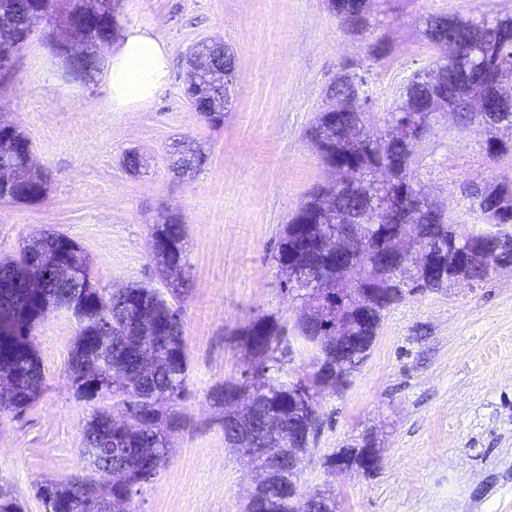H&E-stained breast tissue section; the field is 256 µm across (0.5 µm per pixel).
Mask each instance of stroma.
Returning <instances> with one entry per match:
<instances>
[{
	"mask_svg": "<svg viewBox=\"0 0 512 512\" xmlns=\"http://www.w3.org/2000/svg\"><path fill=\"white\" fill-rule=\"evenodd\" d=\"M380 21L350 37L326 0H119L117 24L152 28L168 49L167 88L147 107L114 112L103 80L68 83L51 47L33 35L0 84V120L31 140L48 192L37 203L0 204V258L30 237L74 238L105 292L133 284L163 288L149 248L154 224L174 215L186 235L191 297L184 304L187 390L183 426L167 461L126 512H244L256 473L228 447L208 393L237 382L248 360L232 335L272 313L293 324L299 303L280 286L271 259L285 224L333 172L307 129L328 105L327 87L344 61L372 70L373 109L386 108L412 74L431 69L438 50L424 36L432 14L480 18L512 14V0H376ZM202 42L235 55L224 124L209 126L185 94V57ZM201 147L206 165L175 176L169 145ZM138 150L141 173L123 158ZM417 180L450 221L479 219L462 185L512 177V157H487L473 130L445 116L420 146ZM78 330L54 311L33 343L44 383L22 416L0 413V488L24 512H45L35 486L84 472L82 425L67 375ZM320 430L299 473V490H327L337 512H512V269L492 279L415 294L385 317L368 359L348 386L318 394ZM372 433L376 471L338 474L326 458Z\"/></svg>",
	"mask_w": 512,
	"mask_h": 512,
	"instance_id": "obj_1",
	"label": "stroma"
}]
</instances>
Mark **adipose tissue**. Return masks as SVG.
I'll return each mask as SVG.
<instances>
[{
  "mask_svg": "<svg viewBox=\"0 0 512 512\" xmlns=\"http://www.w3.org/2000/svg\"><path fill=\"white\" fill-rule=\"evenodd\" d=\"M168 53L150 29L119 33L107 61L112 111L133 112L151 102L168 83Z\"/></svg>",
  "mask_w": 512,
  "mask_h": 512,
  "instance_id": "ef3b65f1",
  "label": "adipose tissue"
}]
</instances>
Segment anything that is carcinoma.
Returning <instances> with one entry per match:
<instances>
[{"mask_svg":"<svg viewBox=\"0 0 512 512\" xmlns=\"http://www.w3.org/2000/svg\"><path fill=\"white\" fill-rule=\"evenodd\" d=\"M328 8L343 29L364 36L377 27L373 0H327ZM116 0H0V81L12 78L14 58L29 37L41 32L57 50H68L77 24H82L85 53L73 57L71 68L78 80L87 82L101 71L104 59L96 43L112 39ZM425 36L437 47L439 56L432 71H442L439 83L425 87L416 73L383 115L364 112L367 130L358 140L337 132L328 110L317 114L308 138L324 164L354 162L361 171L352 184L318 185L285 225L272 259L281 273L285 289L293 284L295 268L303 259L298 250L308 240L320 258L322 273L336 278V267L327 265L336 254H344L358 267L356 283L337 284V299L330 302L312 293L297 295L301 301L294 321L295 335L317 347V370L310 378L278 385L261 377L281 364L289 341L286 326L272 314L237 329L236 344L250 359L249 374L235 383L210 389L211 404L220 412L224 439L254 468L267 472L246 512H336V501L322 492H297V473L288 471V456L309 448L320 426L311 416L316 409L318 388L325 383L342 387L368 357L382 323L396 305L416 292L442 291L456 280L484 281L509 268L504 251L512 252V178L496 177L485 182L479 193L482 209L468 204L497 231L469 229L443 218L433 227L423 221L425 211L435 207L421 195L416 172L419 147L429 130L425 124L429 106L443 105L459 111V122L482 135L481 146L493 158L512 156V15L482 18L431 15L425 19ZM224 59V48L203 45L188 58L186 93L190 102L206 103L202 113L212 127L224 124V89L209 83L208 69ZM358 90L354 82L337 75L327 94L345 99ZM499 95L496 122L486 125L479 113L465 107L469 99ZM16 145L20 176L14 186L0 193L1 203H33L44 198L47 180L39 170L29 138L13 125L0 124V137ZM188 154L172 158L171 169L178 175L202 167L205 156H192L196 148L185 145ZM378 196L395 207V219L372 215L365 224L336 223L340 213L362 216L370 197ZM403 238L445 252L442 271L425 276L399 263L375 264L374 255L397 247ZM149 247L160 277L172 264L187 268L185 229L172 216L153 225ZM79 244L62 233L44 232L23 245L15 258L0 260V305L14 310L17 329L0 338V410L22 414L32 407L43 383L44 373L35 350L24 346V337L43 321V308L59 303L78 324L68 365L73 395L91 406L82 435L85 452L92 457L94 474L76 475L65 483L45 480L36 485V495L47 512H104L112 497L131 499L143 484L152 480L172 451V436L182 421L175 406L185 392L189 361L183 336L182 302L192 291L190 275L167 299L155 288L132 285L119 296L107 294L91 281L89 263L81 261L71 282H60L51 269L80 256ZM45 277L40 295L26 288L29 279ZM364 300L369 324L350 335L360 341L350 346L343 360H336V319L353 321V307ZM122 371L125 382L114 385L110 375ZM255 388L254 411L236 415L235 395L242 388ZM120 397V411L112 413L101 402ZM272 416L282 431L274 440L263 421Z\"/></svg>","mask_w":512,"mask_h":512,"instance_id":"cac0c4a2","label":"carcinoma"}]
</instances>
